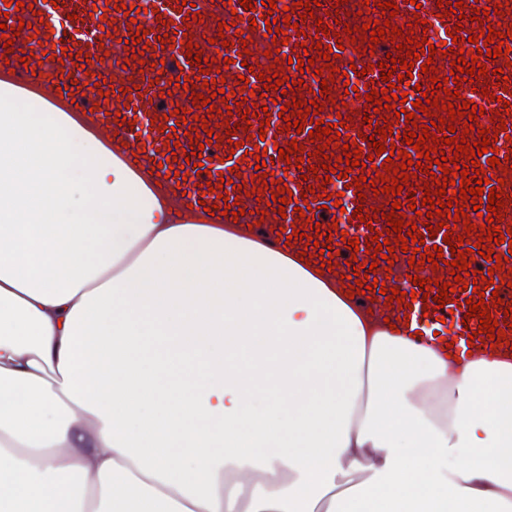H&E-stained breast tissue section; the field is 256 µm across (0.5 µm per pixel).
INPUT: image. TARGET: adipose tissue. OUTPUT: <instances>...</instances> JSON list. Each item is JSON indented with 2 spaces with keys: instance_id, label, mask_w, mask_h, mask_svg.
Masks as SVG:
<instances>
[{
  "instance_id": "obj_1",
  "label": "adipose tissue",
  "mask_w": 512,
  "mask_h": 512,
  "mask_svg": "<svg viewBox=\"0 0 512 512\" xmlns=\"http://www.w3.org/2000/svg\"><path fill=\"white\" fill-rule=\"evenodd\" d=\"M0 512H512V357L389 327L6 90Z\"/></svg>"
}]
</instances>
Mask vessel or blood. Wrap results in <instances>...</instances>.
I'll use <instances>...</instances> for the list:
<instances>
[{"label": "vessel or blood", "instance_id": "vessel-or-blood-1", "mask_svg": "<svg viewBox=\"0 0 512 512\" xmlns=\"http://www.w3.org/2000/svg\"><path fill=\"white\" fill-rule=\"evenodd\" d=\"M24 5L17 10H7L0 0V23L19 27L20 33L13 39L12 48L0 47V82L14 86L21 94H33L44 100L58 112H69L82 116L104 138L118 136L125 145L130 162L144 163L146 167L158 168L166 177L168 185L174 186L181 196L182 204L205 202L213 206L219 196L238 199L245 214L241 221L254 225L267 244L274 249L292 244L309 255H318L319 249L311 237L322 229L332 234L331 247L336 257L331 264L339 275L348 277L354 270L350 265L353 249H366L373 233L385 231L387 223L374 219L371 225L360 223L353 218L357 206L365 208L390 207L393 195L374 194L372 188L357 190L354 183L362 173L361 167L344 171L335 167L334 179L326 187L327 195L344 191L347 203L346 212H338L327 206L325 197H317L308 191V184L301 178L302 171L295 164L284 159L273 158L267 161L265 172L270 181L268 189L261 197L243 194V186H256L255 171L246 160L262 154L266 141L277 142L280 148H289L291 143L303 144L305 151L311 152L312 164L322 166L323 158L317 155L316 144L311 143L308 132L295 133L280 129L278 124H266L267 113L280 111L291 100H313L322 104L323 121L337 123L339 118L349 120L348 129L342 130L340 140L344 143L358 141L359 133L365 130L367 122L394 124L392 137L387 138V146L405 149L402 139L406 123L397 122L394 112L380 110L366 111V100L346 93V85L374 89L384 88L385 82L379 64L387 54L396 53L397 48L390 41L379 42L372 53H365V41H353L351 34L342 38L323 36L322 27L341 23L349 26H362L367 19H381V12L373 11L365 0H319L313 6L312 18L303 20L299 15H286L283 9H267L263 0H251L252 9H238L239 19L235 27L223 31L218 27L224 21V0H193L192 5H183L182 0H124L125 10H116L115 0H23ZM397 14L391 23L395 26L413 25L415 36L424 31L442 32L446 28L459 27L464 36L465 55L477 54L478 47L470 43V32L479 30V22L472 16L478 8L476 0H463L462 14L438 16L437 0H421L411 4L410 0H393ZM201 13V22H194V13ZM291 18L294 29L288 30V37H299L306 45H316L317 41L327 40L328 44L342 43L339 57L334 58L335 80L329 96H320L322 56H315L313 64L303 69L289 68L287 58H280V67L286 68L287 75L295 86L292 93L281 94L277 90H264L262 81L250 79L242 83V76H248L250 68L270 67L266 50L272 49V35L268 33L265 21L268 18ZM426 19V27L416 26L415 18ZM137 21L145 30L137 35L130 29V21ZM204 31L206 40L200 41L203 56L212 58V69L208 75L209 85L197 84L195 90L176 88L177 76L184 75L195 80L199 75L197 64L189 62L186 56L188 35ZM168 35V42H161V35ZM223 35L224 43H216V35ZM141 40L145 46L147 64H139L132 57V40ZM245 54V64H238V54ZM368 68V75H361V68ZM225 81L230 93L225 99L213 96V84ZM100 84V93H88L87 85ZM408 100L419 99L421 93L430 92L431 82L423 74L421 67H414L410 77L402 81ZM176 90L177 100H170L169 90ZM264 91L268 100L267 108L256 111L251 119L250 130L239 127L240 112L234 106L246 93ZM492 93L491 101H484V93ZM210 97V106L193 103V94ZM463 98L483 100L485 109L499 111L508 129L512 130V111H505L499 97L501 86L490 83L488 77H481L478 83H463L459 88ZM231 106L232 115H221L222 106ZM187 109L185 122L172 119L175 107ZM126 117L125 125H116L114 114ZM162 119L161 127H154L153 119ZM235 124L236 132H226L225 123ZM214 130L215 136L206 143L201 155H193L190 135L201 133L202 129ZM182 160L178 169L166 165L171 156ZM430 176L418 173L409 179V195L403 196L400 210L407 221L420 223V216L414 212L421 205L424 195L421 191ZM221 185V192H213V185ZM291 190L292 195L286 206L272 202L271 196L278 188ZM305 207V214H298V207ZM445 263L439 269L430 265L409 266V254L394 250L388 258L378 259L376 277L386 288L412 291L414 277L442 279L450 282L451 269L447 264L451 252H444ZM472 290L453 293L451 303L439 307L436 301L412 300L410 305L387 303L379 293L375 302L379 306L390 307L391 311L405 318V325L411 335L427 338L429 332H437L440 338H452L456 350L467 348L468 335L476 331L478 318L469 316L467 301Z\"/></svg>", "mask_w": 512, "mask_h": 512}]
</instances>
